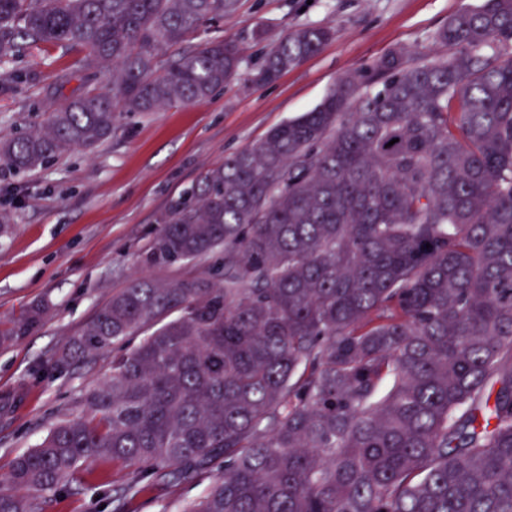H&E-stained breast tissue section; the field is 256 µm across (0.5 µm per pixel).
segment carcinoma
Segmentation results:
<instances>
[{"instance_id": "cac0c4a2", "label": "carcinoma", "mask_w": 512, "mask_h": 512, "mask_svg": "<svg viewBox=\"0 0 512 512\" xmlns=\"http://www.w3.org/2000/svg\"><path fill=\"white\" fill-rule=\"evenodd\" d=\"M235 9L0 0V62L22 42L81 46L111 85L0 140V163L35 173L105 141L119 112L209 99L239 73L235 42L159 54ZM331 36L288 33L258 80ZM433 41L448 54L379 57L171 200L143 265L219 261L134 281L69 339L56 368L110 349L112 374L13 461L0 512H38L95 457L136 467L113 512L216 465L181 512H512V0Z\"/></svg>"}]
</instances>
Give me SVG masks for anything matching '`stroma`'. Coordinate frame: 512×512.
Wrapping results in <instances>:
<instances>
[{"label":"stroma","mask_w":512,"mask_h":512,"mask_svg":"<svg viewBox=\"0 0 512 512\" xmlns=\"http://www.w3.org/2000/svg\"><path fill=\"white\" fill-rule=\"evenodd\" d=\"M482 0H238L233 13L202 24L183 42L235 40L243 55L237 79L211 99L146 115H121L94 149H76L34 174L0 164V329L31 306L44 314L28 335L0 348V478L60 420L79 414L91 385L109 375L111 352L56 371L52 364L113 294L144 275L140 261L160 230L171 198L199 173L318 105L343 74L402 48L430 53L449 16ZM302 26L327 27L331 39L276 81H253L269 48ZM82 49L24 45L0 63V139L42 122L62 101L103 90L108 79L81 70ZM67 81H58L59 73ZM131 467L96 458L39 512H112L101 497L124 486ZM215 472L158 482L128 501L126 512H178L202 494Z\"/></svg>","instance_id":"obj_1"}]
</instances>
